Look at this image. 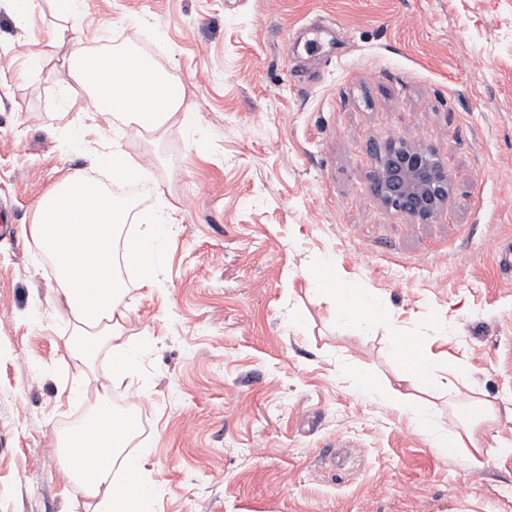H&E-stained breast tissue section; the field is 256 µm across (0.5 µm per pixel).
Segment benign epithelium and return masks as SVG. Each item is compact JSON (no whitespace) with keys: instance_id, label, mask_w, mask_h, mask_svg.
Instances as JSON below:
<instances>
[{"instance_id":"7a95c632","label":"benign epithelium","mask_w":512,"mask_h":512,"mask_svg":"<svg viewBox=\"0 0 512 512\" xmlns=\"http://www.w3.org/2000/svg\"><path fill=\"white\" fill-rule=\"evenodd\" d=\"M374 188L386 205L421 221L432 219L452 194L434 155L402 142L379 151Z\"/></svg>"}]
</instances>
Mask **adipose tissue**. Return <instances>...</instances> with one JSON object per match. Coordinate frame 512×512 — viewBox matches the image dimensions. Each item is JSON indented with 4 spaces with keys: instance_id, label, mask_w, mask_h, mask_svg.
Here are the masks:
<instances>
[{
    "instance_id": "obj_1",
    "label": "adipose tissue",
    "mask_w": 512,
    "mask_h": 512,
    "mask_svg": "<svg viewBox=\"0 0 512 512\" xmlns=\"http://www.w3.org/2000/svg\"><path fill=\"white\" fill-rule=\"evenodd\" d=\"M53 3L65 25L49 29L46 39L51 44L65 39L70 42L65 57L68 78L59 86L61 102H68L79 86L95 100L99 112L121 117L137 130L154 133L174 119L192 124L194 115L185 105L183 83L133 53L89 54L81 39L80 0ZM88 136L87 126H79L77 145L92 150L94 162L114 180L139 177L138 166L127 160L119 146L96 151ZM131 210L130 203L101 185L72 175L38 199L30 229L37 247L52 261L56 308L72 326V354L90 367L100 352L108 354V371L96 389L97 411L56 441L68 484L76 494L92 501V512H150L158 494L157 485L145 478L146 451L128 450L135 425L115 415L109 405L112 387L122 384L139 363L138 355L120 340L128 288L116 267L125 263L136 269L141 284H152L165 236L166 215L155 210L142 211L136 217L141 231L123 234ZM310 276L335 317L353 315L368 328L389 321L387 308L367 289L341 286L333 262H323ZM390 341L401 381L439 386L453 399L464 400L456 368L439 373L436 361L417 337L397 333ZM351 388L366 399L387 397L395 408L410 414L415 428L430 437L439 453L464 447L463 438L441 432L424 407L408 403L396 388L380 389L364 371L353 374Z\"/></svg>"
}]
</instances>
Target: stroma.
I'll return each instance as SVG.
<instances>
[{
	"label": "stroma",
	"mask_w": 512,
	"mask_h": 512,
	"mask_svg": "<svg viewBox=\"0 0 512 512\" xmlns=\"http://www.w3.org/2000/svg\"><path fill=\"white\" fill-rule=\"evenodd\" d=\"M18 21L0 0V512H92L60 480L58 434L82 424L102 376L68 349L54 279L30 235L36 201L76 172L78 121L145 169L139 204L171 228L153 287L127 270L122 339L141 360L111 402L145 412L153 512H512V0H84V27L112 53L142 44L181 81L192 126L144 133L58 101L62 49L47 0ZM46 68L27 81V54ZM432 152L450 201L429 222L373 189L391 142ZM193 207H185V198ZM393 321L362 334L334 318L305 272L323 258ZM458 364L473 404L404 386L442 431L474 424L485 460L441 455L407 414L350 388L400 366L393 331ZM492 402L493 422L478 421ZM470 494L459 499L460 485Z\"/></svg>",
	"instance_id": "stroma-1"
}]
</instances>
